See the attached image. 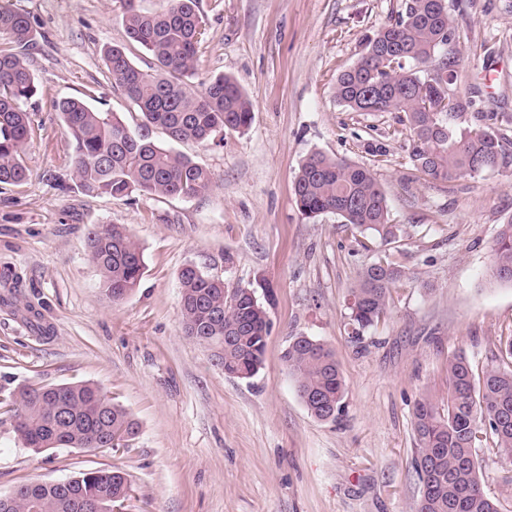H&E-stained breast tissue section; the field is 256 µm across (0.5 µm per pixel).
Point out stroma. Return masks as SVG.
<instances>
[{"label": "stroma", "instance_id": "35a3bbf8", "mask_svg": "<svg viewBox=\"0 0 512 512\" xmlns=\"http://www.w3.org/2000/svg\"><path fill=\"white\" fill-rule=\"evenodd\" d=\"M42 36L30 54L40 90L29 111L27 184H0V386H99L138 422L126 446L40 454L0 415V495L23 483L117 467L131 485L123 512H414L412 414L423 396L448 402V362L498 364L512 336V284L491 272L501 224L512 219V0H448L458 36L451 87L457 128L489 117L505 161L474 177L433 180L408 158L401 112H355L338 76L402 0H199L205 35L192 89L232 78L254 104L243 132L183 153L214 175L203 198L83 193L71 140L54 110L87 97L130 118L105 45L128 47L119 0H11ZM314 151L370 170L393 236L364 239L341 217L309 218L294 181ZM94 224L124 225L143 252L140 284L112 302L87 248ZM384 256L403 269L388 311L351 339L349 288ZM189 264L269 304L264 362L226 376L181 329L178 274ZM309 336L334 351L345 380L335 419L300 400L283 353ZM484 489L512 512V457L482 440Z\"/></svg>", "mask_w": 512, "mask_h": 512}]
</instances>
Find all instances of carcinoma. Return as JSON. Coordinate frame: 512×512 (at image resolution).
<instances>
[{"instance_id":"carcinoma-1","label":"carcinoma","mask_w":512,"mask_h":512,"mask_svg":"<svg viewBox=\"0 0 512 512\" xmlns=\"http://www.w3.org/2000/svg\"><path fill=\"white\" fill-rule=\"evenodd\" d=\"M128 42L151 58L136 64L126 48L108 45L103 54L113 84L137 114L128 123L116 112L99 110L83 98L55 103L72 143L71 166L78 187L89 195L129 200L133 195L201 198L214 187L209 169L177 149L206 146L224 130L245 131L253 103L224 75L193 91L186 79L195 71L204 21L199 0H164L161 10L144 13L138 0H120ZM35 21L0 0V184L20 186L31 175L27 148L34 130L29 102L38 94L29 51L36 45ZM455 38L448 0H404V9L367 38L357 62L336 81L338 102L356 112H403L409 125L408 156L413 167L434 180L474 177L503 161L495 133L485 128L454 131L457 116L448 86L456 80L447 47ZM421 67L432 77L418 75ZM165 136L160 142L156 134ZM299 209L309 218L335 214L362 233L387 240L385 195L362 166L321 152L308 155L294 186ZM89 256L100 285L114 302L140 283L144 259L138 244L119 224L92 226ZM495 278L512 283V219L500 226L494 247ZM405 271L386 260L366 264L350 288L353 339L386 313L392 287ZM181 326L205 341L224 374L254 377L263 365L271 321L255 289L230 288L223 280L188 264L178 275ZM501 362L475 376L468 360L448 363V405L427 396L413 411L414 464L421 495L414 512H502L483 486L478 458L480 435L512 455V336L500 343ZM284 362L308 412L319 420L336 415L345 390L331 348L309 336L290 338ZM23 447L35 453L53 448H103L112 430L134 438L138 423L89 382L22 385L0 396ZM129 482L119 469H98L55 482H29L14 491L9 512H84L86 500L101 512L126 499Z\"/></svg>"}]
</instances>
